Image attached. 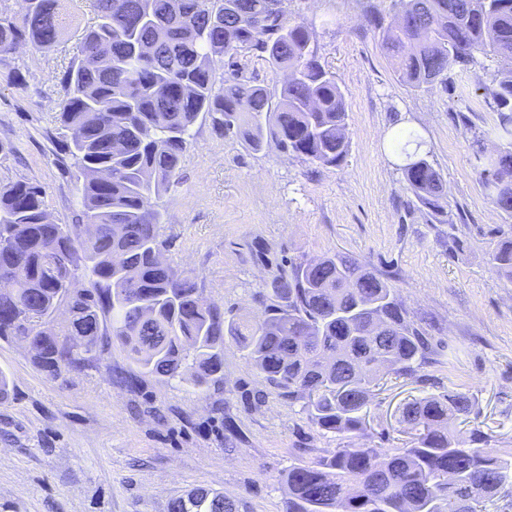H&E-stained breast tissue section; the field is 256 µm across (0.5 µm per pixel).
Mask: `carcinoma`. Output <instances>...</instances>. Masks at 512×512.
<instances>
[{"instance_id":"carcinoma-1","label":"carcinoma","mask_w":512,"mask_h":512,"mask_svg":"<svg viewBox=\"0 0 512 512\" xmlns=\"http://www.w3.org/2000/svg\"><path fill=\"white\" fill-rule=\"evenodd\" d=\"M81 56L61 75V151L74 161L80 210L58 224L43 187L0 184V340L28 343L51 380L104 360L117 345L141 373L205 393L224 386V345L340 445L288 468L285 512H481L512 498V450L489 447L473 397L450 391L407 402L409 440L373 448L367 408L381 381L412 378L436 343L397 299L389 278L341 253L271 261L253 294L261 316L202 298L192 272L164 257L158 200L179 184L198 118L252 154L273 147L310 167H340L350 149L345 95L292 17L288 0H92ZM397 79L412 88L467 66L500 60L482 83L497 120L477 157L492 204L512 213V0H391L372 18ZM65 28L61 0H20L0 17V53L49 51ZM261 61L286 80L257 83ZM224 67L217 76L216 66ZM404 178L418 210L439 214L440 172L411 143ZM489 262L512 284V240ZM69 312L66 321L58 312ZM85 341L75 351L70 337ZM469 425L457 429L456 422ZM171 512H237L216 491L178 498Z\"/></svg>"}]
</instances>
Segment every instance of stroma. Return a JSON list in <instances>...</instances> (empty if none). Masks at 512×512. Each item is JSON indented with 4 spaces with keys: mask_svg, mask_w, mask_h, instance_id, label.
<instances>
[{
    "mask_svg": "<svg viewBox=\"0 0 512 512\" xmlns=\"http://www.w3.org/2000/svg\"><path fill=\"white\" fill-rule=\"evenodd\" d=\"M389 4L291 0L345 94L349 154L341 167L312 170L275 150L248 153L197 122L181 183L161 200L165 255L197 276L207 298L250 316L267 274L259 245L273 258L340 252L388 274L440 347L417 376L388 383L369 405L366 444L400 447V407L453 390L474 397L492 447L512 448V285L489 262L491 249L512 238V214L490 203L475 160V135L496 117L480 83L499 61L479 54L447 82L400 83L371 25L372 10ZM65 9L53 50L0 54V141L16 147L0 156V182H39L52 219L71 224L79 196L74 170L60 161L57 75L79 54L89 10L85 0ZM399 125L419 132L443 178L440 218L405 208L411 193L393 147ZM128 368L116 348L110 365L53 381L27 349L0 340V371L11 382L0 402V512H170L194 489L224 493L238 512H284L300 449L337 444L233 345L224 349L220 391L145 377L132 392L112 379Z\"/></svg>",
    "mask_w": 512,
    "mask_h": 512,
    "instance_id": "stroma-1",
    "label": "stroma"
}]
</instances>
